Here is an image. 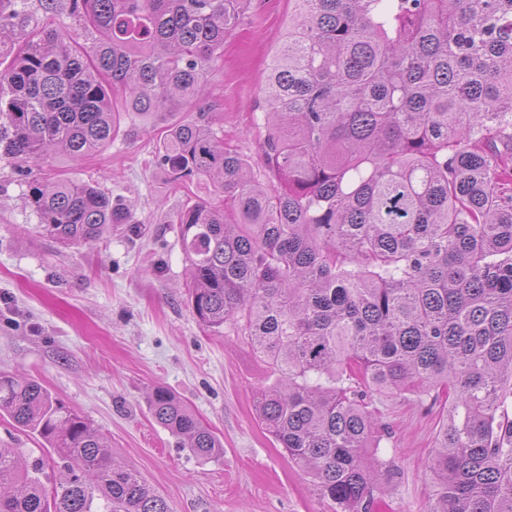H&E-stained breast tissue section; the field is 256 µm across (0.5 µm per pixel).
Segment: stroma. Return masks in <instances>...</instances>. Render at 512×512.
<instances>
[{"mask_svg": "<svg viewBox=\"0 0 512 512\" xmlns=\"http://www.w3.org/2000/svg\"><path fill=\"white\" fill-rule=\"evenodd\" d=\"M293 10L291 0H248L209 70L205 105L223 114L224 139L263 172L262 88ZM159 130L135 129L81 161L53 155L21 172L0 158V370L37 380L104 437L114 458L136 469L170 512H336L261 424L255 394L276 379L232 326L202 325L189 303L179 211L214 201L206 181L170 182L156 163ZM90 181L131 207L136 232L107 231L92 244L48 237L26 201L29 177ZM164 387L224 445L201 460L151 415L147 396ZM379 456L397 476L375 493L391 512H427L441 406L377 393ZM0 444L58 457L0 415Z\"/></svg>", "mask_w": 512, "mask_h": 512, "instance_id": "obj_1", "label": "stroma"}]
</instances>
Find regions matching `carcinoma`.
I'll return each mask as SVG.
<instances>
[{"label":"carcinoma","mask_w":512,"mask_h":512,"mask_svg":"<svg viewBox=\"0 0 512 512\" xmlns=\"http://www.w3.org/2000/svg\"><path fill=\"white\" fill-rule=\"evenodd\" d=\"M0 0V154L74 161L191 106L156 156L225 204L177 215L199 322L240 329L279 381L257 415L338 512H367L396 476L377 457L373 393L443 407L429 512H512V0H293L264 93L268 188L202 107L206 75L246 0H70L76 29L17 36ZM61 244L130 212L89 182L28 181ZM155 420L200 459L223 443L158 387ZM63 462L0 446V512H170L138 471L39 382L0 372V414Z\"/></svg>","instance_id":"obj_1"}]
</instances>
